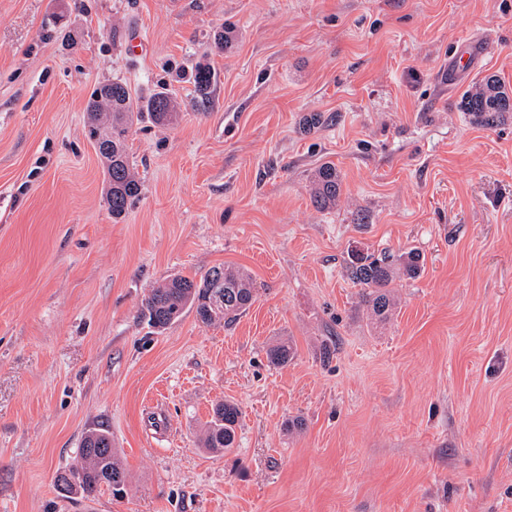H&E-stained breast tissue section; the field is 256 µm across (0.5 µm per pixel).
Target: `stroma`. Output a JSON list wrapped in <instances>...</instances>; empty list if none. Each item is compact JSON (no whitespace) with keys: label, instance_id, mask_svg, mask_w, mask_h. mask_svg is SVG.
Masks as SVG:
<instances>
[{"label":"stroma","instance_id":"1","mask_svg":"<svg viewBox=\"0 0 512 512\" xmlns=\"http://www.w3.org/2000/svg\"><path fill=\"white\" fill-rule=\"evenodd\" d=\"M489 75L512 88V0H0V512H512V113L461 107ZM117 79L180 117L131 127L116 222L86 107ZM384 249L423 268L378 326L345 260ZM220 265L260 289L234 325L140 318ZM221 401L237 446L211 454ZM102 425L126 495L60 493ZM194 86V93L196 94V103L199 106L205 107L210 101L212 86L214 83V72L207 65H199L195 69L192 77ZM311 199L319 210L336 207L343 194V178L336 164L324 162L313 173ZM241 417L238 404L230 401L216 403L212 408L211 419L205 424L203 447L213 453L235 448Z\"/></svg>","mask_w":512,"mask_h":512}]
</instances>
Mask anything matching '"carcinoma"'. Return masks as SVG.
Here are the masks:
<instances>
[{
  "label": "carcinoma",
  "instance_id": "cac0c4a2",
  "mask_svg": "<svg viewBox=\"0 0 512 512\" xmlns=\"http://www.w3.org/2000/svg\"><path fill=\"white\" fill-rule=\"evenodd\" d=\"M197 104L210 101L214 72L207 65L195 69L192 77ZM465 111L479 123L492 126L505 112H512V90L496 75H489L462 98ZM175 105L165 91H157L145 102L135 101L125 83L112 81L99 86L87 104L90 135L105 163V197L112 219L123 218L141 194L127 152V136L135 121L148 118L159 126L176 119ZM343 194V178L336 164L324 162L313 173L311 199L319 210L336 206ZM423 267L420 252L373 254L353 251L346 263L350 278L364 288L363 299L369 316L377 322L390 319L395 308L391 289L397 275H419ZM258 298L252 275L241 267L215 266L196 278L182 274L168 278L151 289L141 304L140 315L156 329H165L192 311L199 322L232 325ZM270 364L283 366L293 359L285 342L267 351ZM242 417L238 404L219 402L212 408L204 429L203 447L223 453L236 447L237 429ZM127 471L114 448L110 431L102 426L88 430L77 449L76 463L58 470L56 484L69 494L90 497L107 488L119 496L127 485Z\"/></svg>",
  "mask_w": 512,
  "mask_h": 512
}]
</instances>
